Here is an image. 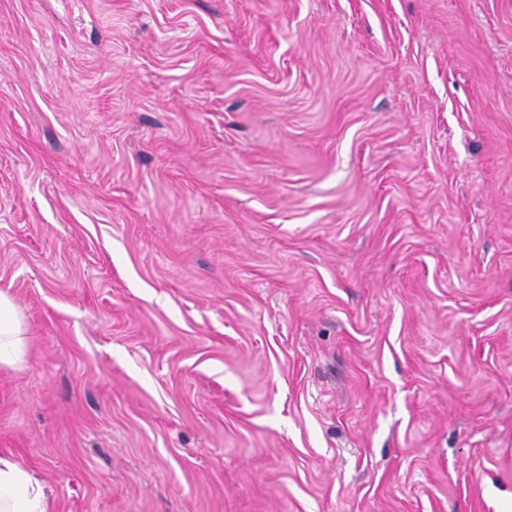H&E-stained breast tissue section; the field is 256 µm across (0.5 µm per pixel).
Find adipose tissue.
Wrapping results in <instances>:
<instances>
[{"label": "adipose tissue", "instance_id": "ef3b65f1", "mask_svg": "<svg viewBox=\"0 0 512 512\" xmlns=\"http://www.w3.org/2000/svg\"><path fill=\"white\" fill-rule=\"evenodd\" d=\"M28 327L12 296L0 291V369L27 362ZM0 512H49L47 487L12 456L0 453Z\"/></svg>", "mask_w": 512, "mask_h": 512}]
</instances>
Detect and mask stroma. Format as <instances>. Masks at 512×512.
<instances>
[{"mask_svg":"<svg viewBox=\"0 0 512 512\" xmlns=\"http://www.w3.org/2000/svg\"><path fill=\"white\" fill-rule=\"evenodd\" d=\"M0 290L52 512H499L512 0H0ZM28 327L14 298L0 291V369L18 370L27 362Z\"/></svg>","mask_w":512,"mask_h":512,"instance_id":"35a3bbf8","label":"stroma"}]
</instances>
